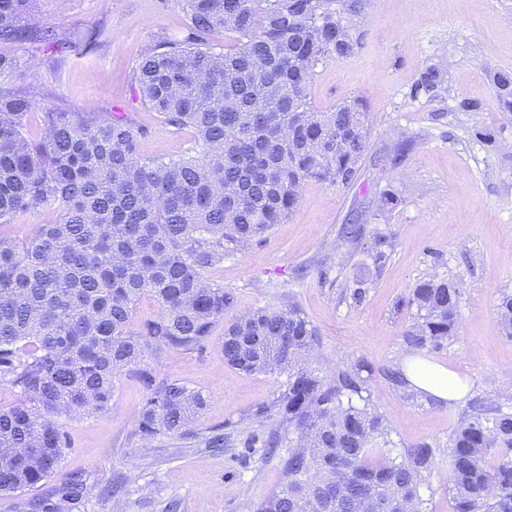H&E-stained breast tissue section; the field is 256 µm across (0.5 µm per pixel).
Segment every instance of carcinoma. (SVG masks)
Here are the masks:
<instances>
[{"instance_id":"obj_1","label":"carcinoma","mask_w":512,"mask_h":512,"mask_svg":"<svg viewBox=\"0 0 512 512\" xmlns=\"http://www.w3.org/2000/svg\"><path fill=\"white\" fill-rule=\"evenodd\" d=\"M335 0H183L182 37L145 55L132 81L143 106L195 134L196 155L143 159L148 129L126 113L93 116L47 109L29 136L36 105L29 90L0 88V223L52 208L53 224L23 243L0 239V380L23 400L0 408V495L21 494L20 512H79L89 477L54 482L64 432L59 414L104 411L114 379L133 371L144 389L138 435L192 436L207 400L144 364L150 351H190L212 335L235 303L204 273L281 223L308 180L348 187L367 144L368 106L353 96L321 110L312 101L316 66L349 58L326 30L344 20ZM32 0H0V43L46 39L22 20ZM224 31L218 51L209 36ZM98 30L58 43L60 51L95 45ZM501 107L512 112V71L491 76ZM339 236L376 267L391 258L393 235L343 224ZM153 297L157 318L131 328L137 302ZM460 289L436 277L416 282L404 302L415 310L406 349L439 350L458 332ZM497 325L512 336V294ZM288 337L281 343L278 337ZM318 343L299 305L258 308L224 328V363L244 374L286 376L256 416L268 421L245 447L264 448L284 481L252 512H426V479L439 447L396 453L384 416L371 400V368L358 360L328 381L304 366ZM391 382L417 397L400 370ZM453 512H512V412L492 403L464 413L448 437Z\"/></svg>"}]
</instances>
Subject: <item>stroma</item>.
Segmentation results:
<instances>
[{"label": "stroma", "mask_w": 512, "mask_h": 512, "mask_svg": "<svg viewBox=\"0 0 512 512\" xmlns=\"http://www.w3.org/2000/svg\"><path fill=\"white\" fill-rule=\"evenodd\" d=\"M32 14L57 37L92 29L102 40L62 56L44 43L16 48L24 64L0 84L31 88L39 111L128 113L150 129L140 147L145 158L177 159L193 147L192 129L173 132L132 87L141 58L183 27L180 0H33ZM346 18L356 53L320 63L311 95L321 109L355 95L369 106L355 184L305 182L288 219L206 271L207 282L234 292V308L201 347L170 351L154 364L159 375L206 396L194 437L140 441L144 391L128 370L116 376L108 410L58 418L69 441L59 477L83 472L114 488L107 500L89 494L82 512H250L253 501L280 487L276 461L244 445L259 429L253 413L279 384L230 369L222 352L225 323L256 308L298 304L318 330L311 363L325 376L357 360L369 364L372 400L397 448L445 446L469 404L512 399V337L497 326L500 299L512 293V112L502 109L490 79L493 71H512V0H358ZM430 67L445 83L425 92L417 83ZM464 99L479 102V111H460ZM400 148L405 156L392 165ZM388 191L400 199L391 209L381 205ZM352 217L394 235L385 267L374 268L340 239L341 224ZM324 267L328 285L319 280ZM433 274L461 290L456 338L426 354L466 386L461 399L443 403L404 398L385 376L401 364L412 321L403 302ZM356 276L369 282L360 303L343 293ZM216 433L230 434V443L209 447Z\"/></svg>", "instance_id": "35a3bbf8"}]
</instances>
